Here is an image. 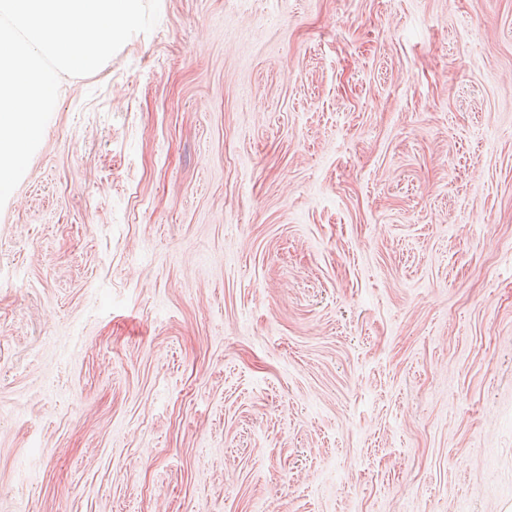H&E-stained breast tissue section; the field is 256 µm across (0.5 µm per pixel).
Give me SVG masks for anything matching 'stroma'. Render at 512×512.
I'll return each instance as SVG.
<instances>
[{
    "label": "stroma",
    "instance_id": "stroma-1",
    "mask_svg": "<svg viewBox=\"0 0 512 512\" xmlns=\"http://www.w3.org/2000/svg\"><path fill=\"white\" fill-rule=\"evenodd\" d=\"M0 512H512V0H161L65 78Z\"/></svg>",
    "mask_w": 512,
    "mask_h": 512
}]
</instances>
